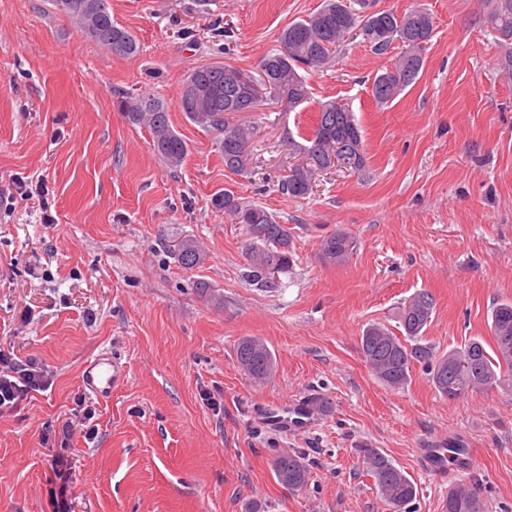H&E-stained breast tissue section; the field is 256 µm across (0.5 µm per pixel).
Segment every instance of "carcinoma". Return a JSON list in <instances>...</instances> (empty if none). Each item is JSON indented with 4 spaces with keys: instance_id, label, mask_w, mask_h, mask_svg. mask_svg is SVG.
<instances>
[{
    "instance_id": "carcinoma-1",
    "label": "carcinoma",
    "mask_w": 512,
    "mask_h": 512,
    "mask_svg": "<svg viewBox=\"0 0 512 512\" xmlns=\"http://www.w3.org/2000/svg\"><path fill=\"white\" fill-rule=\"evenodd\" d=\"M55 10L73 19L91 39L112 54L132 58L139 54L137 37L112 21L109 0H52ZM368 4L355 0H323L322 6L306 18L284 28L279 36V49L266 54L261 66L268 69L270 83L256 81L244 70L215 62L194 69L183 82L179 107L193 123L215 133L224 167L236 174L248 170L249 154L243 150L255 136V126L230 118V113L243 110L240 94L254 81L265 96L276 93L288 105L298 106L310 99L304 73L327 67L340 47L357 37L378 53L399 42L402 50L392 65L374 78L372 94L379 104L393 101L413 84L424 62L426 45L433 36L432 16L415 9L398 15L392 11L368 13ZM484 23L490 28L504 55L498 69L512 74V0H491V10ZM118 109L129 123L146 127L154 152L171 170L180 168L188 155L185 140L173 128L165 104L148 94H127L117 101ZM345 153L348 170L363 172L367 165L361 126L349 105L340 99L319 103L318 118L308 144L299 148L307 166H293L284 175L278 190L294 198L310 194V182L319 169L329 167L331 158ZM213 206L224 211L232 223L241 224L250 237L246 246L248 277L255 285L271 291L278 281L269 273L276 264L286 273L294 261L291 232L279 224L264 208L226 191L214 198ZM358 246L347 232L336 231L323 237L321 252L332 263L343 264ZM178 263L194 268L204 263L205 249L194 239L184 238L173 246ZM434 298L419 292L399 307L397 319L401 335L390 328L373 324L360 338V352L372 374L387 388H404L411 379L413 366L421 365L434 388L450 400L494 388L512 390V301L492 310L491 331L494 346L488 349L477 340L464 348L438 356L432 347L422 343L431 321ZM238 367L255 382L273 375L275 361L264 342L244 337L236 345ZM368 474L389 512H411L416 488L408 476L375 448H361ZM279 484L292 490L306 488L311 471L298 452H281L272 462ZM443 512H484L479 495L465 489L448 491Z\"/></svg>"
}]
</instances>
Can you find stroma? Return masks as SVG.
Returning <instances> with one entry per match:
<instances>
[{
  "mask_svg": "<svg viewBox=\"0 0 512 512\" xmlns=\"http://www.w3.org/2000/svg\"><path fill=\"white\" fill-rule=\"evenodd\" d=\"M110 4L140 42L136 57L112 55L50 0H0V194L18 178L42 182L55 218L45 223L34 199L0 209V347L36 360L50 380L20 415L0 416V512H53L42 435L81 397L96 415L94 432L76 434L68 451L74 512H389L362 445L414 482L413 512H441L446 489L421 457L434 444L471 449L466 473L449 469L453 485L473 489L486 512H512V392L451 401L418 365L393 391L359 351L365 327H396L414 293L435 298L423 341L440 355L473 338L492 344V309L512 300V79L498 72L502 48L482 25L486 0H375L431 14L416 82L378 104L373 80L400 46L379 54L353 40L327 70L307 73L308 103L267 100L239 113L256 128L245 177L225 168L214 133L187 120L179 89L212 62L258 75L281 30L321 0ZM128 93L166 105L189 150L178 171L118 112ZM334 98L361 126L365 171L333 168L307 197L282 195L278 181L319 103ZM224 190L290 227L295 261L276 290L247 279L245 230L212 204ZM338 230L358 242L342 265L321 253ZM184 238L205 246L202 266L178 264L173 245ZM245 336L276 358L264 383L237 365ZM102 352L127 370L105 397L80 381ZM314 390L333 403L314 430L277 433L258 420L263 404ZM291 450L310 465L306 490L273 475L274 457Z\"/></svg>",
  "mask_w": 512,
  "mask_h": 512,
  "instance_id": "obj_1",
  "label": "stroma"
}]
</instances>
